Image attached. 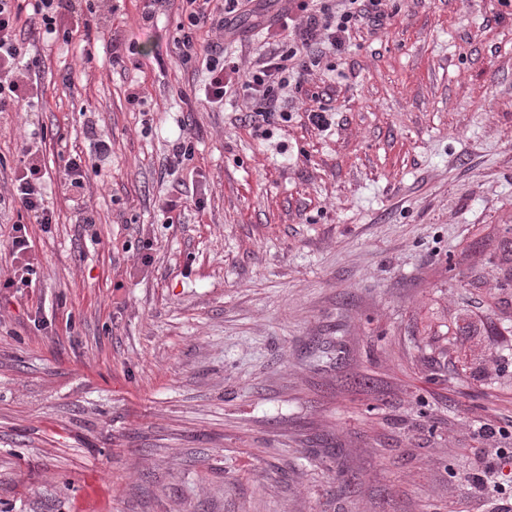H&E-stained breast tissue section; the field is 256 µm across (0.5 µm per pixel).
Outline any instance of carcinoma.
<instances>
[{
    "label": "carcinoma",
    "mask_w": 512,
    "mask_h": 512,
    "mask_svg": "<svg viewBox=\"0 0 512 512\" xmlns=\"http://www.w3.org/2000/svg\"><path fill=\"white\" fill-rule=\"evenodd\" d=\"M473 262L465 271H454L448 266V287L463 288L469 292L482 287L481 268L493 265L498 269L497 284L498 304L507 309L512 306V224H503L493 236H484L471 243ZM482 337L495 348L493 359L497 363V384L509 388L507 374L509 362L512 361V344L508 345L504 337L512 336V326L505 325L489 311L480 316V325L465 319L448 322L443 336H425L423 350L439 351L446 357L458 352L463 344L475 337ZM458 376L463 381L483 383L489 378V371L483 360L464 358Z\"/></svg>",
    "instance_id": "1"
}]
</instances>
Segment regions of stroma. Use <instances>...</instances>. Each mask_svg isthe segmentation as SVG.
Segmentation results:
<instances>
[{
  "label": "stroma",
  "instance_id": "1",
  "mask_svg": "<svg viewBox=\"0 0 512 512\" xmlns=\"http://www.w3.org/2000/svg\"><path fill=\"white\" fill-rule=\"evenodd\" d=\"M182 8L95 0L68 43L25 35L38 90L0 112V194L37 146L55 221L0 212V277L14 223L37 256L32 287L0 291V512H466L461 462L476 426L512 423V392L417 345L473 316L449 255L512 224V0H387L266 138L176 59ZM279 10L194 37L246 71L256 16L287 43ZM98 137L111 157L76 208L62 159Z\"/></svg>",
  "mask_w": 512,
  "mask_h": 512
}]
</instances>
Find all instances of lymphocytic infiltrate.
<instances>
[{
    "instance_id": "1",
    "label": "lymphocytic infiltrate",
    "mask_w": 512,
    "mask_h": 512,
    "mask_svg": "<svg viewBox=\"0 0 512 512\" xmlns=\"http://www.w3.org/2000/svg\"><path fill=\"white\" fill-rule=\"evenodd\" d=\"M187 33L176 42V55L181 64L203 61L208 75L206 91L212 103L220 104L229 89L251 98L255 108L250 117L255 129L274 121L289 122L291 114L281 106V93L303 71L319 66L323 57L344 48L352 30L363 24L382 25L387 15L383 0H347L335 6L332 0H287L296 5L305 17L294 26L288 48L270 51L268 57L248 74H241L238 64L226 56L220 43L198 46L193 40V28L211 24L219 32L232 29L237 17L245 14L252 0H186ZM81 0H0V112L28 104L38 86L37 74L26 62L19 24L28 21L46 39H58L62 15L75 13ZM18 169L9 197L0 196V209L20 206L36 223L50 224L54 213L48 207L44 184L47 169L39 150L31 146L21 149ZM110 154L105 140H97L93 157L79 154L64 161L62 184L66 200L83 196L89 171L100 170ZM10 251L15 262L6 287L29 285L35 272L36 255L24 224L13 226ZM512 452L493 445L492 449H477L464 464L467 498L470 512H512V487L506 485L501 473Z\"/></svg>"
}]
</instances>
